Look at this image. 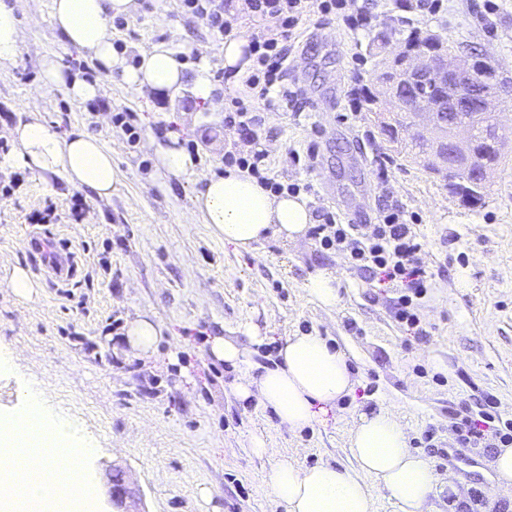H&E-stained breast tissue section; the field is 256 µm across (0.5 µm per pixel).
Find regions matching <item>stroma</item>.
Instances as JSON below:
<instances>
[{"mask_svg": "<svg viewBox=\"0 0 512 512\" xmlns=\"http://www.w3.org/2000/svg\"><path fill=\"white\" fill-rule=\"evenodd\" d=\"M22 48L0 70V141L29 112L59 132L89 130L112 152L124 179L109 200L86 195L81 220L69 215L74 189L61 177L0 169L15 193L0 198V415L19 414L30 390L45 394L52 413L71 420L96 452L85 463L98 512H110L108 483L123 474L140 492V512H285L271 497L267 474L277 455L310 468L352 465L349 438L362 413L389 409L409 441L427 427L447 446L454 434L448 412L489 393L496 418L512 421V160L494 174L483 205L468 208L444 182L395 157L386 185H378L371 158L394 148L380 135L366 105H353L351 76L368 84L381 31L417 27L438 33L456 51L496 65L512 85V0H503L488 33L477 15L481 0H447L448 9L417 22L389 0L369 29L304 19L288 52L284 84L302 92L300 107L274 99L260 107L258 141L271 174L286 182L318 184L325 165L336 199L320 204L342 211L359 201L376 218L379 197L413 213L424 242L422 259L435 277L414 310L429 331L420 341L395 317L396 285L351 268L311 237L295 244L270 240L248 253L214 237L192 215L194 184L166 176L143 141L154 123L173 124L180 143L195 142L198 171L224 169V154L240 148L234 129L212 116L191 92L198 58L222 70L224 41L197 18L182 15L177 0H137L127 26L114 30L133 63L141 48L174 45L186 59L175 96L141 95L120 73L98 74L109 111H89L62 88L46 84L44 58L68 65L82 51L63 43L51 21L52 0H11ZM333 97L329 112L312 98ZM130 108L142 143L129 147L112 129L111 111ZM53 206L48 224L31 212ZM52 236L75 254L73 278L48 279L29 235ZM40 284L23 301L8 285L15 267ZM319 270L336 278L340 300L320 305L304 284ZM159 324L163 336L147 358L130 354L126 330L139 317ZM315 332L342 352L354 387L336 408H316L312 423L291 431L256 400L230 386L237 372L208 354L212 337L238 341L254 362L269 364L286 337ZM271 452L257 456L254 439ZM497 451L473 448L474 466L457 474L458 497L445 480L446 461L428 454L439 479L431 512H512V483L498 479Z\"/></svg>", "mask_w": 512, "mask_h": 512, "instance_id": "obj_1", "label": "stroma"}]
</instances>
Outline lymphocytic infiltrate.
I'll list each match as a JSON object with an SVG mask.
<instances>
[{
	"label": "lymphocytic infiltrate",
	"instance_id": "1",
	"mask_svg": "<svg viewBox=\"0 0 512 512\" xmlns=\"http://www.w3.org/2000/svg\"><path fill=\"white\" fill-rule=\"evenodd\" d=\"M182 14L204 21L215 34L233 31L238 22L249 20L255 27L249 36V53L255 68L246 85L254 100L271 105V94L280 91L282 97L298 99L299 91L283 89L287 42L294 40L297 27L304 17L318 14L326 22L334 20L350 30L366 29L379 16V0H363L354 13H345L347 0H179ZM224 124L242 132L245 149L224 155L228 167L246 169L267 190L274 193L312 192L310 183H282L270 177L264 166L265 153L251 152L250 144L259 138V115L250 111L243 99L230 98L224 108ZM317 224L310 233L325 250L347 253L353 268L373 274L383 273L388 281L401 282L397 299L398 321L405 324L418 338H426L424 329L412 311L413 301L427 290L433 274L420 259L422 243L403 208L386 202L378 206V216L372 224H345L327 209L317 211Z\"/></svg>",
	"mask_w": 512,
	"mask_h": 512
}]
</instances>
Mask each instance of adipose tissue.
<instances>
[{
  "mask_svg": "<svg viewBox=\"0 0 512 512\" xmlns=\"http://www.w3.org/2000/svg\"><path fill=\"white\" fill-rule=\"evenodd\" d=\"M135 8V0H52L51 16L65 44L88 53L105 70L121 71L136 90L177 93L184 64L172 46L160 42L141 49L133 67L112 46L109 19ZM247 46L243 37L224 41L229 90L244 91L252 72ZM9 137L12 166L63 177L100 199L110 198L121 181L111 151L95 135L62 136L33 116L14 125ZM146 146L167 176H197L195 156L176 140L150 139ZM198 178L195 213L213 235L238 250L253 252L271 238L298 242L316 221L303 196L271 195L249 171L234 168ZM209 353L238 368L234 390L240 398L271 408L291 430L311 423L314 404L335 405L352 387L344 354L316 333L286 337L269 366L253 362L246 346L222 336L212 338ZM349 451L350 466L303 468L280 458L268 474L272 497L286 512H376L369 486L374 480L399 512H426L435 489L433 470L410 449L404 426L390 410L361 414ZM92 453L69 421L48 414L41 392H30L24 413L0 418V512H94L92 489L75 470L76 460Z\"/></svg>",
  "mask_w": 512,
  "mask_h": 512,
  "instance_id": "obj_1",
  "label": "adipose tissue"
}]
</instances>
